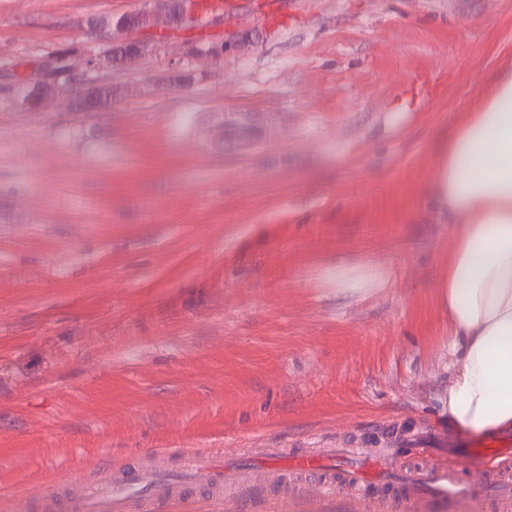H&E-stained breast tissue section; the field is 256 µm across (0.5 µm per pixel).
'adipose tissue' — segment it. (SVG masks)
I'll use <instances>...</instances> for the list:
<instances>
[{
  "instance_id": "1",
  "label": "adipose tissue",
  "mask_w": 512,
  "mask_h": 512,
  "mask_svg": "<svg viewBox=\"0 0 512 512\" xmlns=\"http://www.w3.org/2000/svg\"><path fill=\"white\" fill-rule=\"evenodd\" d=\"M453 226L443 295L457 360L448 422L486 435L512 431V69L481 107L461 113L430 180Z\"/></svg>"
}]
</instances>
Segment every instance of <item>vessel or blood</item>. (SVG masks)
<instances>
[{
  "label": "vessel or blood",
  "mask_w": 512,
  "mask_h": 512,
  "mask_svg": "<svg viewBox=\"0 0 512 512\" xmlns=\"http://www.w3.org/2000/svg\"><path fill=\"white\" fill-rule=\"evenodd\" d=\"M495 455V450L474 448L456 456L452 464L430 459L405 473L401 484L409 512H512V473L491 466ZM169 457V452L160 451L128 463L104 465L91 476L52 492L48 499L56 503L59 512H156L160 504L189 501L198 488L232 484L247 492L260 478H306L330 467L325 456L271 448L252 468L231 473L223 459L201 451L182 456L183 477L170 480L161 472ZM478 461L484 469L475 483L469 475ZM388 465L389 457L383 451L358 464L344 463L338 479L313 485L311 495L342 503L371 499Z\"/></svg>",
  "instance_id": "obj_1"
}]
</instances>
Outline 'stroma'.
Here are the masks:
<instances>
[{"instance_id": "35a3bbf8", "label": "stroma", "mask_w": 512, "mask_h": 512, "mask_svg": "<svg viewBox=\"0 0 512 512\" xmlns=\"http://www.w3.org/2000/svg\"><path fill=\"white\" fill-rule=\"evenodd\" d=\"M140 29L156 0H0V512L157 448H502L448 424L441 143L512 63V0H261ZM100 60L112 98L17 104ZM377 281L336 286L339 268ZM293 484L211 512H293ZM125 17V20L128 21L130 24H140V23H151V20L143 19L138 14L131 15V16H121L118 18H109V19H90L88 21V28L89 32H94L96 30H102V31H96L94 36L98 41L105 42L109 44L110 46V53L112 54V51L116 57H119V60L125 61V60H132L137 58L139 55H133V53L136 51V48L140 45V42L136 40L129 39L125 36V33L131 29L136 28H130L125 26H122L121 33L116 34L111 31L119 28V22ZM123 58V59H122ZM43 81L44 78H43ZM46 86L44 88H29L27 85H22L18 83L16 88L14 89L15 97H28L33 96L35 100V107L39 108L48 103L54 96L55 93H59L62 91V88L55 84V81H45Z\"/></svg>"}]
</instances>
